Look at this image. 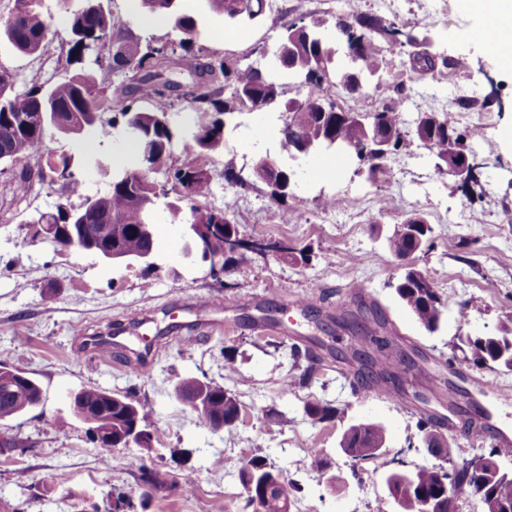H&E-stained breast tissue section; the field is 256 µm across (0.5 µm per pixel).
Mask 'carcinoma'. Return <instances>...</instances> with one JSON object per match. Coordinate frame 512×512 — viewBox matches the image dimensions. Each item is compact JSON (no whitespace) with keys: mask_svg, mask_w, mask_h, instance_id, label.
<instances>
[{"mask_svg":"<svg viewBox=\"0 0 512 512\" xmlns=\"http://www.w3.org/2000/svg\"><path fill=\"white\" fill-rule=\"evenodd\" d=\"M207 11L227 22L251 23L266 13L267 0H203ZM143 8L169 19L177 38L158 46L143 45L125 37L112 15L102 7L87 0V6L73 11L70 17L72 54L67 64L82 65L89 62L91 70L77 73L44 88L34 86L24 93L14 90L12 75L0 70V165L9 166L27 158L42 146L48 131H61L63 125H84L95 129L116 128V118H121L126 133L137 144L136 164L132 167H116L100 159L89 148L83 158L93 161L108 188L85 209L79 211L85 236L102 243L106 248H118L125 252L139 253L157 248L155 235L140 231L142 224H194L195 231L215 229L213 247L222 246L223 231L230 230L234 217L229 207L222 211L202 209L194 204L210 190V177L196 166L172 165V147L181 138V131L172 124L169 112L175 107L177 97L165 90L157 78L159 68L168 62H177L207 77L203 92L187 100L190 107L209 114L207 122L193 136L196 148L202 153L215 154L224 150V116L237 110L248 101L261 110L271 106L281 107L285 115L281 129L279 155L267 153L257 163L265 165L271 158L286 173L295 172L300 157L318 150H330V142L336 139L356 140L361 145L381 134L387 137L388 154H396L406 146V132L402 129L400 104L407 96L404 82L392 86L393 97L376 117L362 118L363 126L356 131L348 123L349 111L336 109L329 104V86L338 83L352 93L366 94L372 88V80L385 68L381 43L387 48H400L407 44L415 47L411 54V69L415 73H430L447 66V61L433 47L428 34L421 36L405 33L379 16L352 11V21H336V26L352 27L357 33L356 58L360 67L340 71L336 67L338 46L342 38H328L323 30L324 21L316 19L309 24L288 25L282 31L271 51L272 69H284L298 80L297 94L283 99L282 84L268 75H260L261 68L253 65L233 67L224 58L204 54L197 45L200 38L198 20L183 11L181 0H141ZM0 36L23 54H44L46 46L53 43L51 16L44 11L43 0H15L14 10L7 21L0 25ZM128 70L136 84L132 87L111 86L112 74ZM150 102L151 108L133 107L130 96ZM479 130L471 128L462 132L447 113L424 112L418 119L415 137L430 151L437 170L449 165L455 150L466 148L469 139L477 137ZM62 167L49 166L51 172L63 178L68 172V189L75 193L81 188L77 170L79 162L61 159ZM150 169L166 172L178 184L183 194L169 203L162 213L152 212L153 199L157 197L154 184L148 178H140L137 171ZM60 202L33 219L37 224H57L66 221ZM224 228H218V225ZM432 229L423 224L417 236L394 231L387 240V248L400 257L415 249L430 246ZM401 304L411 313L418 325L428 333L439 329L442 317V300L432 282L423 278L417 268L406 271L394 285ZM463 345L471 354L476 366L486 360L512 359V317H506L498 333L491 336L465 337ZM42 397L37 380L19 379L16 370L0 366V446L18 447L17 435L9 431L6 422L35 406ZM207 405L197 413L200 421L224 422L232 426L236 413L241 411L237 396L219 386L207 390ZM75 405L81 410L101 409L112 417V427L121 428L139 420L146 424L153 412L147 402L134 405L121 401V396L98 387L79 390ZM308 415L324 421L332 418L337 410L319 399L306 402ZM385 434L378 424L364 429L347 431L346 451L352 458L363 463L374 458L370 454V442ZM141 480L155 492H163L171 486L170 474L164 470H141ZM457 486H468L479 491L484 503L498 502L496 492L499 478L486 469L478 475L462 467L456 471ZM301 488L294 482L281 478L273 491L266 512H291ZM402 496H424L446 506L447 495L438 474L428 465L414 467L412 482L403 487Z\"/></svg>","mask_w":512,"mask_h":512,"instance_id":"obj_1","label":"carcinoma"}]
</instances>
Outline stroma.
<instances>
[{
    "label": "stroma",
    "instance_id": "stroma-1",
    "mask_svg": "<svg viewBox=\"0 0 512 512\" xmlns=\"http://www.w3.org/2000/svg\"><path fill=\"white\" fill-rule=\"evenodd\" d=\"M118 26L141 43L167 38L170 26L141 27L140 0H102ZM86 0H44L52 16L51 53L24 55L0 40V68L14 77L16 92L67 76L69 18ZM375 14L415 34L430 32L436 48L450 59L431 74L412 73L410 47L386 55L383 84L359 95L344 87L329 94L346 110L373 112L389 101V86L405 81L403 129L413 134L420 113L451 111L459 129L478 126L480 137L468 149L481 165L480 184L463 195L457 180L435 168L419 140L391 156L386 179L367 180L356 163L341 158L330 173L306 171L288 213H280L268 188L251 175L260 155L277 153L279 111L242 110L226 115V147L200 155L193 135L203 113L179 103L170 113L183 137L172 149L174 165H196L210 176V192L199 207L230 208L248 247L223 274L207 266H175L164 244L168 225L156 229L159 267L125 268L92 253L63 251L35 234L38 212L59 201L77 205L62 180L41 179L48 157L79 155L85 136H47L43 150L22 159L31 188L15 192L11 173L0 174V364L38 380L43 402L11 421L23 440L20 451L0 454V512H82L87 501L110 508L125 498L134 512H244L238 470L254 456L266 457L303 491L292 512H393L385 476L398 463L431 464L419 441L417 422L434 415L452 418L457 428L449 459L462 464L471 441L461 430L476 407L485 405L479 381L512 388V372L466 361L460 339L495 334L503 315L512 313V144L502 132L512 127V75L501 71L493 51L470 38L478 21L459 0H268L267 17L240 25L204 17L200 40L226 63L263 65L283 26L312 18L333 28L352 9ZM249 178L246 187L227 181L225 169ZM328 196L350 199L332 209ZM420 216L433 232L429 249L402 261L385 245L400 224ZM307 260H298L299 250ZM413 263L432 281L443 302L440 329L427 333L400 304L394 285ZM359 284L349 295V284ZM311 304L300 307L301 299ZM356 316L380 313L385 332L404 354L399 365L400 401L353 392L352 382L370 380L360 365L353 334L336 323L335 303ZM222 311H214V304ZM150 318L161 329L186 323L192 343L175 337L156 340L142 372L129 367L137 340L113 347L101 357L88 350L86 335L102 336L116 324ZM312 349L321 365L303 388H289L294 371L291 346ZM198 378L231 390L241 401L231 429L210 431L176 398L182 379ZM151 404L149 428L154 451L119 449L101 458L86 424L76 419L68 395L84 386ZM317 398L337 407L335 418L318 421L304 410ZM358 418L382 423L385 452L367 461L362 478L339 449L348 424ZM168 471L174 485L148 491L141 467ZM345 480L333 492L329 477Z\"/></svg>",
    "mask_w": 512,
    "mask_h": 512
}]
</instances>
